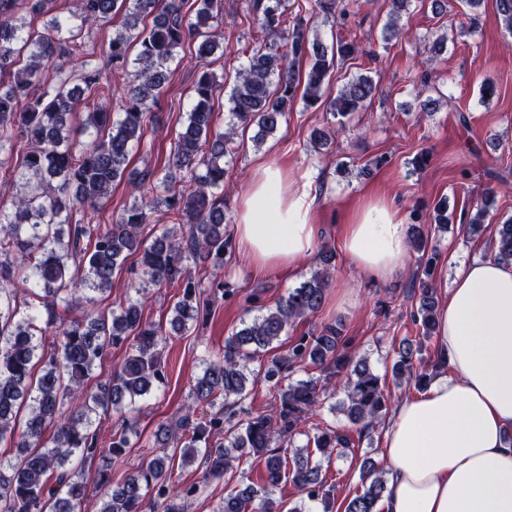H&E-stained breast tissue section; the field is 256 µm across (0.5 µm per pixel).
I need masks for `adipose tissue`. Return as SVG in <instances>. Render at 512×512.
<instances>
[{"label":"adipose tissue","instance_id":"ef3b65f1","mask_svg":"<svg viewBox=\"0 0 512 512\" xmlns=\"http://www.w3.org/2000/svg\"><path fill=\"white\" fill-rule=\"evenodd\" d=\"M234 221L260 270L294 268L316 244L309 184L275 166L260 167ZM343 250L363 272L391 275L407 251L394 203L364 204L344 229ZM437 321L449 371L394 409L381 448L382 512H512V264L461 266Z\"/></svg>","mask_w":512,"mask_h":512}]
</instances>
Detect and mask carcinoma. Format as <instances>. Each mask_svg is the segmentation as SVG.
Returning a JSON list of instances; mask_svg holds the SVG:
<instances>
[{
	"mask_svg": "<svg viewBox=\"0 0 512 512\" xmlns=\"http://www.w3.org/2000/svg\"><path fill=\"white\" fill-rule=\"evenodd\" d=\"M187 0H79V24L55 15L43 33L35 31L27 15L40 14L55 0H0V151L9 146L15 160H0V187L13 188L9 211L0 209V280L19 281L31 300L20 315L17 294L0 286V442L10 438L17 458L0 463V512H81L86 486L72 458L79 464L106 461L98 472L102 491L99 512H188L196 486L173 480L175 461L197 459L206 474L221 479L234 472V462H264L263 483L246 484L224 498L221 512H311L310 502L327 503L330 490L321 462L347 455L354 437L370 434L387 413L391 395L385 382L365 362L352 363L340 351L347 343L344 325L331 323L288 343V349L262 359L274 343L288 335L298 320L324 304L333 280L332 255L299 286L288 291L275 308L257 309L242 327L224 339V353L204 360L195 378L192 402L184 406L177 431L164 427L155 433V448L173 452L154 455L114 484L108 467L140 438L126 408L165 384L161 351L167 332L188 330L200 317V287L188 260L209 263L214 293L229 297L224 287V255L232 240L224 192L227 167L235 152L231 145L238 129L253 128L257 144L287 121L288 104L301 97L308 106L324 102L333 118L364 109L376 90L373 79L359 75L338 95H327L326 79L335 62L357 52L355 39L328 47L310 36V20L303 7L288 18L286 0H252L255 39L249 59L239 68L228 96L226 131L215 132L214 94L217 84L205 67L222 45L224 0H198L195 20L183 12ZM357 0H313L310 10L326 18H346ZM121 21L105 46L115 70L135 64L121 89L125 105L121 118L86 91L103 98L112 85L99 82L91 65L82 30ZM196 45L201 72L193 87L194 104L178 132L163 176L145 167L128 168L133 149L142 145L144 122L157 105L170 74L168 64L185 43ZM71 62L67 70L55 64ZM309 64L301 75L295 66ZM84 129L94 141L79 148L73 140L71 117L80 109ZM125 182L132 202L113 224L85 222L88 212L103 206L113 183ZM495 190L486 189L475 212L463 223L475 231L485 222ZM161 210L170 223L147 235L153 212ZM426 224L411 226V247L428 249ZM139 255L141 282L138 297L115 309L93 311L80 320L69 318L73 308L93 303V294L111 290L112 280L126 268V259ZM494 258L512 264V216L498 224ZM434 270L413 287L411 318L424 339L436 335L437 286ZM178 288L181 296L162 324L144 319V301L152 286ZM55 348L37 354L48 330ZM129 343L118 370L88 385L94 367L107 351ZM419 348L408 338L399 342L391 373L396 382L414 381L424 391L433 374L416 365ZM315 366L321 375L291 380ZM266 382L276 391V414H255L242 407L249 389ZM343 391L341 411L353 429L341 431L313 424L321 398ZM211 412H206V409ZM114 412L121 423L101 438L102 425L92 415ZM295 435L306 444L287 457L277 442ZM361 489L346 499L344 512H379L385 491V472L370 458L360 468ZM289 481L300 500L286 506L275 498Z\"/></svg>",
	"mask_w": 512,
	"mask_h": 512,
	"instance_id": "1",
	"label": "carcinoma"
}]
</instances>
